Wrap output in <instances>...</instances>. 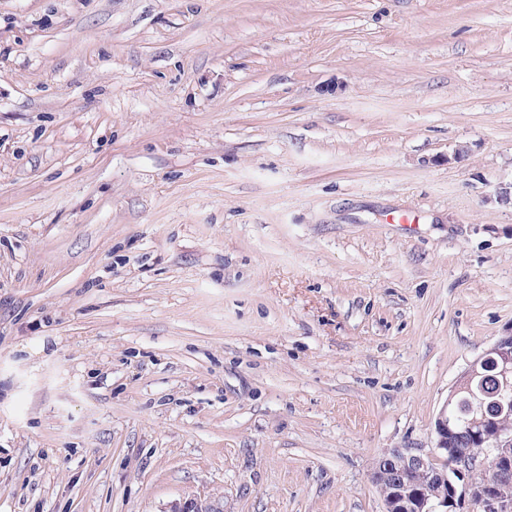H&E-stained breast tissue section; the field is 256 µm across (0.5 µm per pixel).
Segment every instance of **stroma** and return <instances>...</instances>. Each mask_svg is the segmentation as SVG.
Wrapping results in <instances>:
<instances>
[{
  "mask_svg": "<svg viewBox=\"0 0 512 512\" xmlns=\"http://www.w3.org/2000/svg\"><path fill=\"white\" fill-rule=\"evenodd\" d=\"M510 181L512 0H0V512H383Z\"/></svg>",
  "mask_w": 512,
  "mask_h": 512,
  "instance_id": "1",
  "label": "stroma"
}]
</instances>
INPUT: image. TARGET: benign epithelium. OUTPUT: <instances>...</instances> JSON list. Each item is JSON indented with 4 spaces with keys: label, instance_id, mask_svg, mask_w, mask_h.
Instances as JSON below:
<instances>
[{
    "label": "benign epithelium",
    "instance_id": "1",
    "mask_svg": "<svg viewBox=\"0 0 512 512\" xmlns=\"http://www.w3.org/2000/svg\"><path fill=\"white\" fill-rule=\"evenodd\" d=\"M496 369L504 376L512 374V332L498 337L459 374L434 421L431 449L395 448L377 459L371 481L382 496L384 512H512V470L500 467L512 460V434L493 427L497 416L512 411V381L504 380L498 398L488 403L478 392L485 371ZM476 405L483 408V422L492 424L478 437L486 447L479 461L464 448L450 447L461 421L458 413ZM484 468L492 477L481 483L473 480V472ZM416 475L438 478L449 485V492L430 494L427 485L413 481ZM170 512L219 510L190 498Z\"/></svg>",
    "mask_w": 512,
    "mask_h": 512
}]
</instances>
